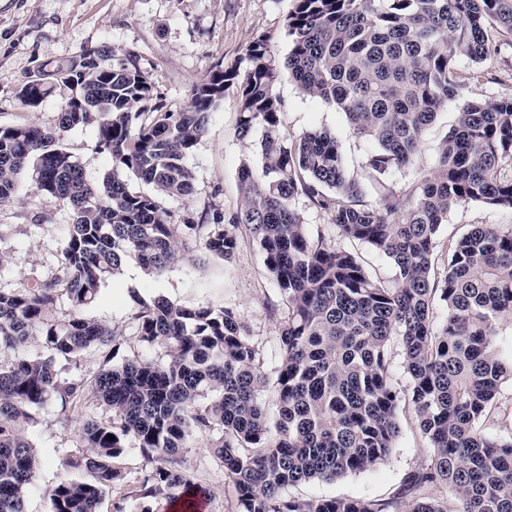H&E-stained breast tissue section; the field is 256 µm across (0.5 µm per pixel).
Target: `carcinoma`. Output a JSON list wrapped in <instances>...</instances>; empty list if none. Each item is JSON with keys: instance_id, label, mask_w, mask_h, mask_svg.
Here are the masks:
<instances>
[{"instance_id": "obj_1", "label": "carcinoma", "mask_w": 512, "mask_h": 512, "mask_svg": "<svg viewBox=\"0 0 512 512\" xmlns=\"http://www.w3.org/2000/svg\"><path fill=\"white\" fill-rule=\"evenodd\" d=\"M512 33V0H296L288 16V56L270 38L247 47L249 68L214 71L192 86L182 112L153 104L154 81L136 56L106 47L84 49L48 74L74 95L57 127H0V205L16 200L28 171L36 192L58 199L72 216L61 275L0 292V351L40 341L48 356L0 367V512H25V495L41 460L24 435L35 412L57 402L77 406L85 382L60 377L55 357L69 359L115 342L112 329L84 315L101 284L133 260L150 274L177 262L180 241L228 257L239 229L249 231L288 304L280 360L262 370L241 315L230 307L189 309L164 298L135 315L140 341L165 350L162 363L137 356L102 370L92 391L112 409L110 424L85 421L90 453L73 462L89 481L47 491L49 512H99L119 479L112 459L133 437L150 471L137 487L148 500H177L195 489L178 456L194 435L233 479L240 512H512V433L483 428L501 385L512 381V349L499 346L500 324L512 320V226L476 224L448 245L441 278L434 249L448 212L476 203L512 210V95L466 99L441 140L437 166L413 195L390 175L413 165L438 112L462 97L455 66L480 64L496 50L489 30ZM112 55L105 68L100 60ZM288 75L301 91L344 112L352 132L372 145L367 166L382 176L378 201L363 200L347 175L341 146L329 132L290 141L280 132L282 103L274 93ZM235 85L239 135L262 129L261 167L245 163L238 177L240 209L205 213L203 224H175L165 197L192 192L186 159L209 116ZM49 91L23 85L18 99L35 109ZM94 125L112 172L91 184L62 144V133ZM134 174L153 192L133 191ZM304 195L325 212L338 236L390 259L395 285L372 277L360 257L310 235L294 200ZM66 297L72 311L50 318ZM444 302L435 325L434 297ZM401 344L407 389L391 376V346ZM272 386L276 410L261 393ZM413 405L431 460L404 478L389 499H299L288 490L331 482L385 462L400 437L401 403ZM114 439H109V436Z\"/></svg>"}]
</instances>
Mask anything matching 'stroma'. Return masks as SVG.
<instances>
[{
    "mask_svg": "<svg viewBox=\"0 0 512 512\" xmlns=\"http://www.w3.org/2000/svg\"><path fill=\"white\" fill-rule=\"evenodd\" d=\"M295 0H0V127L35 122L52 129L62 106L72 96L68 85L52 82L49 95L33 110L18 100L21 86L57 66L69 64L82 49L107 46L134 53L138 64L155 83L157 103L165 111L180 112L188 106L190 90L217 69L246 71L245 51L257 35L272 38L277 57H287L290 42L287 19ZM490 37L497 51L481 64L457 62L466 80L464 94L494 100L512 94V34L494 30ZM275 93L282 102L280 128L295 140L313 130H327L340 142L344 162L374 201L375 174L366 166L369 145L355 136L347 118L335 105L304 94L288 78H281ZM455 104L439 112L424 137L413 166L395 172L403 191H415L421 172L437 161V144L455 123ZM239 99L228 88L213 109L207 131L187 158L194 175L191 196L166 199L165 206L178 224H199L208 207L235 212L242 194L238 172L243 163L259 165L258 136L238 135ZM96 126H79L66 132L62 143L82 166L88 181L101 184L112 169L110 157L97 148ZM71 221L68 210L55 198L36 193L22 180L18 198L0 206V291L8 293L27 284L45 281L61 273L62 252ZM475 224H512V212L488 205L462 204L452 209L436 239L435 256L443 258L449 240ZM164 298L187 308L225 306L235 308L261 353L264 370L278 362L279 329L288 308L269 276L261 253L248 233L227 259L206 255L201 242L161 274L146 273L129 262L102 285L87 318L110 326L119 351L90 347L77 356L56 362L62 377L92 382L107 368L111 357L124 360L140 356L163 361L162 348L145 347L134 319L141 304ZM113 415L94 393H86L77 406L63 410L52 403L36 414L24 433L42 460L26 494V512H49L47 492L58 483L87 479L73 462L85 454L80 426L87 420L111 421ZM401 436L383 464L333 482L314 481L292 488L293 496L351 497L364 501L395 493L412 469L428 463L430 450L414 409L402 404ZM180 467L207 492L206 512H240L238 493L222 463L208 446L207 437L191 438L179 455ZM121 477L103 499L100 512H171L165 498L139 499L135 489L146 460L134 438L113 461Z\"/></svg>",
    "mask_w": 512,
    "mask_h": 512,
    "instance_id": "1",
    "label": "stroma"
}]
</instances>
